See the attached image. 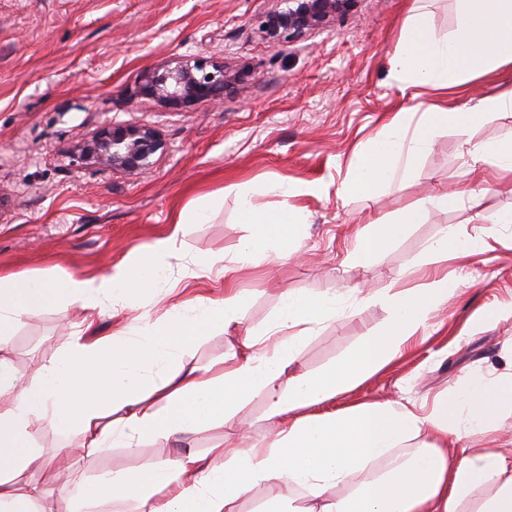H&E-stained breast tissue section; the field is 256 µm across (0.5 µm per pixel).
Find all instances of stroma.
I'll list each match as a JSON object with an SVG mask.
<instances>
[{
	"instance_id": "stroma-1",
	"label": "stroma",
	"mask_w": 512,
	"mask_h": 512,
	"mask_svg": "<svg viewBox=\"0 0 512 512\" xmlns=\"http://www.w3.org/2000/svg\"><path fill=\"white\" fill-rule=\"evenodd\" d=\"M413 4L357 0L349 13L279 46L268 42L258 19L280 0H0V276L106 273L134 247L167 236L183 210L212 198L216 205L203 223L184 225L180 251L162 256L167 280L140 303L159 316L183 301L222 297L223 280L192 276V262L238 254L249 234L240 203L249 189L258 207L304 211L299 252L291 259L258 255L243 267L236 280L240 325L201 337L183 355L186 366L203 367L238 351L247 334L271 321L288 291L343 299L335 319L306 337L295 362L298 372H321L389 317L382 305L361 302V291L417 288L446 276L460 286L427 315L425 332L321 412L389 401L425 413L468 377L511 374L512 224L493 231L484 217L512 208V171L471 167L450 128L435 137L411 177L389 190L347 203L336 193L360 148L398 113L420 101L469 107L512 89V68L447 91L402 89L390 59ZM198 56L240 72L222 104L173 110L138 96L146 72ZM112 124L157 131L163 148L150 169L128 174L76 164V145ZM271 181H318L326 190L291 198L260 194ZM445 188L462 192V202L422 211L425 198ZM405 210L420 212V219L372 264L348 260L372 220L392 222ZM446 227L472 239L475 251L428 263V248ZM86 319L101 338L122 329L132 314L73 306L65 314L49 307L23 317L5 351L17 376L35 382L39 368L69 346ZM268 404L265 393L250 394L235 413L243 433L231 437L224 426H211L193 436L192 451L202 454L226 441L243 448L270 444L273 431L263 419ZM37 443L86 480L168 453L163 443L148 440L134 451L112 447L71 458L67 451L78 436L49 429Z\"/></svg>"
}]
</instances>
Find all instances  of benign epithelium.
Segmentation results:
<instances>
[{
  "instance_id": "benign-epithelium-1",
  "label": "benign epithelium",
  "mask_w": 512,
  "mask_h": 512,
  "mask_svg": "<svg viewBox=\"0 0 512 512\" xmlns=\"http://www.w3.org/2000/svg\"><path fill=\"white\" fill-rule=\"evenodd\" d=\"M286 8L259 19L268 39L280 45L324 26L331 18L354 7L355 0H282ZM232 79L231 70L208 59L179 62L146 74L137 95L159 101L169 109H181L197 102L221 103L224 89ZM156 131L149 127L109 126L74 154L81 165H99L129 174L152 165V156L161 148Z\"/></svg>"
}]
</instances>
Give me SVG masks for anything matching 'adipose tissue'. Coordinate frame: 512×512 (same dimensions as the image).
<instances>
[{
  "label": "adipose tissue",
  "mask_w": 512,
  "mask_h": 512,
  "mask_svg": "<svg viewBox=\"0 0 512 512\" xmlns=\"http://www.w3.org/2000/svg\"><path fill=\"white\" fill-rule=\"evenodd\" d=\"M462 27L438 35L424 7L404 24L390 59L406 88L438 91L469 78L512 66V0H459ZM415 127L395 122L356 157L340 198L373 196L410 176L434 137L447 128L467 132L512 112V91L480 99L468 108L418 104ZM205 210L181 213L171 233L131 260L98 276L65 273L49 282L0 277V332L45 307L67 312L134 308L139 297L166 280L158 257L177 251L183 225L201 222ZM249 228L235 264L196 260L201 274L224 277V296L175 305L159 318L150 311L138 327L107 338L77 335L57 359L44 364L35 383L24 384L0 353V512H99L116 500H133L139 512H234L235 502L262 486L274 502L303 491L306 512H461L471 492H491L475 512H512V438L501 448H463L462 438L494 429L512 409V379L472 378L452 398L436 400L421 415L391 403L361 404L334 413L316 408L349 391L389 365L423 329L427 314L454 292L455 281L435 280L420 288L384 289L375 302L389 311L387 323L318 374L292 366L305 336L335 317L336 296L282 293L273 323L247 336L240 352L226 357L218 375L185 369L182 356L199 337L241 320L242 299L232 279L257 254L297 255L302 210L261 209L244 200ZM415 215L393 224L374 223L358 237L349 259L373 262ZM266 391V420L276 431L268 445L247 449L215 446L209 454L174 452L135 471H107L89 482L53 471L52 458L37 445L39 430L69 431L92 455L118 444L136 449L143 441H176L206 427L231 426L237 405L253 391ZM434 443H421L425 434ZM418 441V449L400 448ZM38 471L42 481H28ZM351 486L348 496L333 489Z\"/></svg>",
  "instance_id": "adipose-tissue-1"
}]
</instances>
